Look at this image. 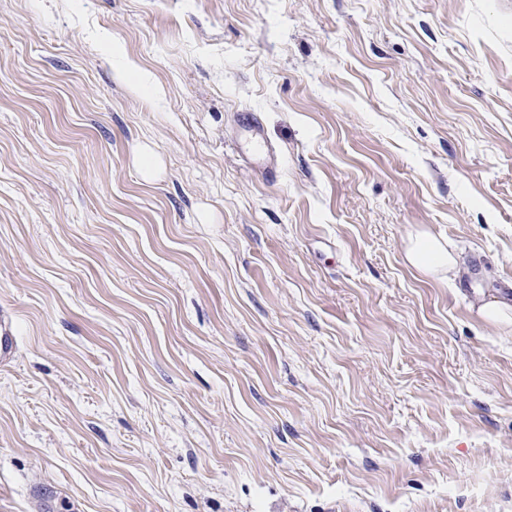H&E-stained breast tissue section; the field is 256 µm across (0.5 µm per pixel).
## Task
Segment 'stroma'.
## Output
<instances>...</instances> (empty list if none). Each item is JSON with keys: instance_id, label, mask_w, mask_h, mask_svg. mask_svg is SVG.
<instances>
[{"instance_id": "1", "label": "stroma", "mask_w": 512, "mask_h": 512, "mask_svg": "<svg viewBox=\"0 0 512 512\" xmlns=\"http://www.w3.org/2000/svg\"><path fill=\"white\" fill-rule=\"evenodd\" d=\"M509 287L512 0H0V512H512ZM238 122L246 132V138L241 148H244L256 162L264 165L267 175L273 178L275 176L273 164L275 151L266 144L254 117L248 113L241 114ZM406 261L427 275L448 274L454 278L458 266L455 249L427 233H418L410 239L406 249ZM15 336L12 331L10 319L2 314L0 316V366L9 365L15 355Z\"/></svg>"}]
</instances>
